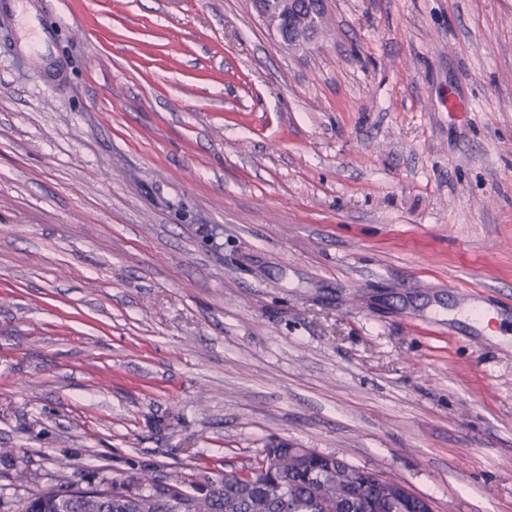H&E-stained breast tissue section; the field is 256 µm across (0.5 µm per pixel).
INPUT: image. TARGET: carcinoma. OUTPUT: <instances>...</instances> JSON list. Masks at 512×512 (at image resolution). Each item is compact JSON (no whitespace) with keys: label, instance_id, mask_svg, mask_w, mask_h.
<instances>
[{"label":"carcinoma","instance_id":"obj_1","mask_svg":"<svg viewBox=\"0 0 512 512\" xmlns=\"http://www.w3.org/2000/svg\"><path fill=\"white\" fill-rule=\"evenodd\" d=\"M36 490L12 500L0 490V507L13 512H418L417 499H399L394 485L331 453L304 456L271 443L247 472L230 471L187 492L166 486L155 498L154 480L131 473L104 479L112 495L73 498L71 481L32 477Z\"/></svg>","mask_w":512,"mask_h":512}]
</instances>
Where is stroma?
<instances>
[{
	"label": "stroma",
	"instance_id": "1",
	"mask_svg": "<svg viewBox=\"0 0 512 512\" xmlns=\"http://www.w3.org/2000/svg\"><path fill=\"white\" fill-rule=\"evenodd\" d=\"M22 6L0 488L186 489L275 440L512 512V0H325L301 48L250 0Z\"/></svg>",
	"mask_w": 512,
	"mask_h": 512
}]
</instances>
